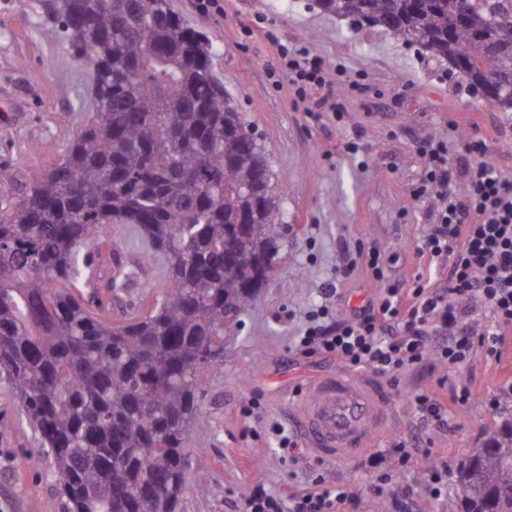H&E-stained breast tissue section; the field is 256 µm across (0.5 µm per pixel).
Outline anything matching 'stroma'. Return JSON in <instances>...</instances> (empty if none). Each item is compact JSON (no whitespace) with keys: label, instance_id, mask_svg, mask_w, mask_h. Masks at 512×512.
I'll use <instances>...</instances> for the list:
<instances>
[{"label":"stroma","instance_id":"stroma-1","mask_svg":"<svg viewBox=\"0 0 512 512\" xmlns=\"http://www.w3.org/2000/svg\"><path fill=\"white\" fill-rule=\"evenodd\" d=\"M169 3L212 42L213 68L265 148L287 223L266 287L240 322L224 330L223 367L201 374V412L186 446L209 475L190 484L182 512H242L257 484L286 495L339 485L354 498L350 512H392L405 490L413 512H460L456 481L435 498L419 472L433 462L453 476L512 419V395L499 409L486 405L502 370L485 352L453 373L408 368L397 380L382 378L396 420L376 446L401 443L411 454L395 483L378 486L357 459L330 463L303 444L280 449L266 426L273 420L293 425L297 395L318 377L342 370L334 356L303 355L294 339L327 289L336 290L344 310L375 297L360 247L374 245L394 256L397 280L447 287L445 264L419 252L437 215L434 195L416 192L425 177L424 148L447 140L449 163L462 176L472 162L467 142L483 140L486 162L512 179V111L482 99L464 77L449 76L447 66L416 46L326 13L316 0H219V10L206 13L196 0ZM39 5L0 0V168L14 175L0 182V198L17 194L32 172L59 160L95 110L90 67L75 57L67 36L42 22ZM282 44L306 47L330 67L342 116L295 101L287 80L270 78ZM352 141L360 153H348ZM99 237L118 243L116 261L137 269L130 289L139 312L150 311L163 291L161 263L142 266L141 247L125 225H101ZM350 260L354 270L342 274ZM453 385L467 388L470 398L452 407L447 424L416 414L415 395L445 398ZM38 447L15 397L0 384V512H63L51 461L29 462Z\"/></svg>","mask_w":512,"mask_h":512}]
</instances>
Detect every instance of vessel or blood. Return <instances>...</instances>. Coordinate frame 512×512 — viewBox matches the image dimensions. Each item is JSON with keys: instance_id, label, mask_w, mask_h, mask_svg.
Returning a JSON list of instances; mask_svg holds the SVG:
<instances>
[{"instance_id": "vessel-or-blood-1", "label": "vessel or blood", "mask_w": 512, "mask_h": 512, "mask_svg": "<svg viewBox=\"0 0 512 512\" xmlns=\"http://www.w3.org/2000/svg\"><path fill=\"white\" fill-rule=\"evenodd\" d=\"M297 411L310 452L338 463L368 450L395 419L388 394L370 376L337 372L311 383Z\"/></svg>"}]
</instances>
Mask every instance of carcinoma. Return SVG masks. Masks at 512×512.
I'll list each match as a JSON object with an SVG mask.
<instances>
[{
    "label": "carcinoma",
    "instance_id": "1",
    "mask_svg": "<svg viewBox=\"0 0 512 512\" xmlns=\"http://www.w3.org/2000/svg\"><path fill=\"white\" fill-rule=\"evenodd\" d=\"M449 64L504 110L512 0H319ZM93 60L96 112L56 164L0 199V380L51 457L64 512H180L200 373L224 366V326L256 301L284 223L263 146L214 74L209 37L167 0H42ZM128 224L166 288L114 324L79 287L113 296L135 272L101 259L97 229ZM462 512H512V420L458 471Z\"/></svg>",
    "mask_w": 512,
    "mask_h": 512
}]
</instances>
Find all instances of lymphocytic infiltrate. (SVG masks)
<instances>
[{
  "label": "lymphocytic infiltrate",
  "instance_id": "f902f5d3",
  "mask_svg": "<svg viewBox=\"0 0 512 512\" xmlns=\"http://www.w3.org/2000/svg\"><path fill=\"white\" fill-rule=\"evenodd\" d=\"M280 55L281 70L298 96L327 87L325 63L305 48H284ZM467 150L478 161L461 182L448 165L447 142H435L428 151V181L437 188L439 207L419 251L447 259V287L432 292L417 280L404 288L386 273L389 257L368 247L365 259L378 286L376 299L337 313L332 323L311 322L296 337V349L331 354L392 379L430 360L458 370L479 349L501 359L505 334L512 330V180L485 163L484 141L469 142ZM475 300L492 317L481 329L466 322L468 304ZM349 499L341 488L287 497L258 485L246 495L244 512H340Z\"/></svg>",
  "mask_w": 512,
  "mask_h": 512
}]
</instances>
